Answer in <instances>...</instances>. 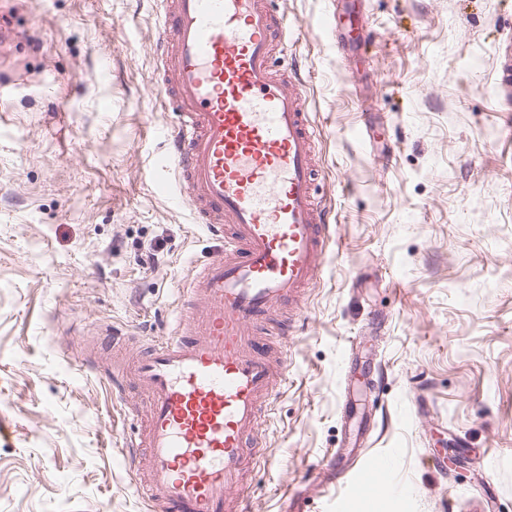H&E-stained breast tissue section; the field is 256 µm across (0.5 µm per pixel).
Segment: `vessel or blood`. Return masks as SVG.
Instances as JSON below:
<instances>
[{
	"instance_id": "b4317fda",
	"label": "vessel or blood",
	"mask_w": 512,
	"mask_h": 512,
	"mask_svg": "<svg viewBox=\"0 0 512 512\" xmlns=\"http://www.w3.org/2000/svg\"><path fill=\"white\" fill-rule=\"evenodd\" d=\"M157 30L176 51L173 79L158 82L178 117L166 160L185 185L180 203L222 247L184 289L174 331L133 363L151 407L146 434L126 446L152 512H250L241 474L259 461L262 428L288 387L287 369L273 368L250 330L298 302L337 241L335 216L314 200L306 87L280 75L306 31L268 0H175ZM385 475L379 455L350 474L332 459L322 494L349 481L369 496Z\"/></svg>"
}]
</instances>
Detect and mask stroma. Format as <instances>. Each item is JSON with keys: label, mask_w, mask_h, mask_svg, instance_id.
<instances>
[{"label": "stroma", "mask_w": 512, "mask_h": 512, "mask_svg": "<svg viewBox=\"0 0 512 512\" xmlns=\"http://www.w3.org/2000/svg\"><path fill=\"white\" fill-rule=\"evenodd\" d=\"M308 31L319 198L339 245L288 341V390L252 512L345 448L344 380L372 361L360 452L395 488L346 512H512V133L498 76L512 0H275ZM158 0H0V512H151L125 461L148 396L114 394L136 347L218 249L154 184L175 125L158 95ZM155 247L154 263L141 253Z\"/></svg>", "instance_id": "1"}]
</instances>
